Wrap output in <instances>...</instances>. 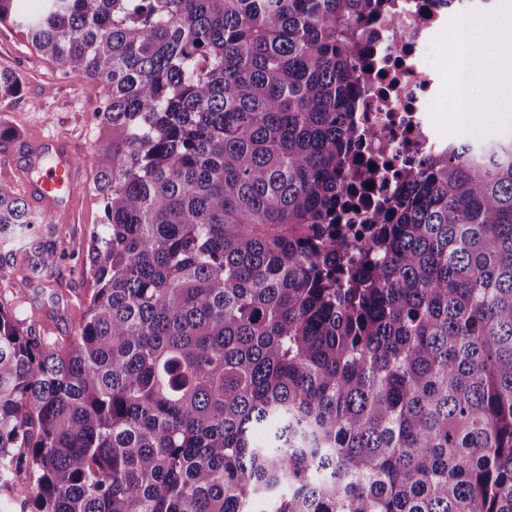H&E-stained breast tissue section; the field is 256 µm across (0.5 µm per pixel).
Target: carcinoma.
I'll use <instances>...</instances> for the list:
<instances>
[{"mask_svg":"<svg viewBox=\"0 0 512 512\" xmlns=\"http://www.w3.org/2000/svg\"><path fill=\"white\" fill-rule=\"evenodd\" d=\"M394 9L0 0L102 132L73 336L0 303V484L32 512H512V137L336 223L366 28ZM22 89L0 69L1 102ZM63 250L0 187L15 293Z\"/></svg>","mask_w":512,"mask_h":512,"instance_id":"1","label":"carcinoma"}]
</instances>
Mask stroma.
Listing matches in <instances>:
<instances>
[{"mask_svg": "<svg viewBox=\"0 0 512 512\" xmlns=\"http://www.w3.org/2000/svg\"><path fill=\"white\" fill-rule=\"evenodd\" d=\"M423 61L438 79L440 118L449 121L453 109L451 90L456 78L449 36H442L427 47ZM0 69L18 71L24 83L22 93L0 109V119L14 127L22 141L39 135L67 141L81 169L79 185L70 203L69 222L62 227L67 255L59 273L49 285L33 284L21 300L24 315L34 316L51 335L63 338L72 334L93 286L89 274L82 272L78 258L86 254L90 236L102 215L101 204L91 191L90 156L99 138L91 119L94 104L80 74L61 75L58 67L28 50L13 29L3 26ZM472 99L493 105L492 110L483 112L476 138L489 141L512 134V120L505 113L507 104L496 98L494 82L478 86Z\"/></svg>", "mask_w": 512, "mask_h": 512, "instance_id": "1", "label": "stroma"}]
</instances>
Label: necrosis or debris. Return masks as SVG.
<instances>
[{"mask_svg": "<svg viewBox=\"0 0 512 512\" xmlns=\"http://www.w3.org/2000/svg\"><path fill=\"white\" fill-rule=\"evenodd\" d=\"M397 11L396 21L382 18L372 26L371 56L353 114L363 132V160L375 168L373 188L356 190L354 203L365 211L391 193L399 170L457 143L440 132L434 79L419 55L422 46L447 29L448 6L445 0H397Z\"/></svg>", "mask_w": 512, "mask_h": 512, "instance_id": "4bbe7bcc", "label": "necrosis or debris"}]
</instances>
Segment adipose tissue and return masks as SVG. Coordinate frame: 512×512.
Masks as SVG:
<instances>
[{"label":"adipose tissue","instance_id":"1","mask_svg":"<svg viewBox=\"0 0 512 512\" xmlns=\"http://www.w3.org/2000/svg\"><path fill=\"white\" fill-rule=\"evenodd\" d=\"M478 20L467 18L455 29L452 36V49L456 66V81L454 85V122L461 134H472L477 128V116L465 108L464 102L469 98L473 85L483 82L488 67H495L498 79H505L506 68H512V54L504 52L503 37L489 38L484 45L481 63H474L471 58V43Z\"/></svg>","mask_w":512,"mask_h":512}]
</instances>
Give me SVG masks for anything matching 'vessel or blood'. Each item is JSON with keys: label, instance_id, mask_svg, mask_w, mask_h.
Returning a JSON list of instances; mask_svg holds the SVG:
<instances>
[{"label": "vessel or blood", "instance_id": "1", "mask_svg": "<svg viewBox=\"0 0 512 512\" xmlns=\"http://www.w3.org/2000/svg\"><path fill=\"white\" fill-rule=\"evenodd\" d=\"M31 156H39L46 150H54L58 162L38 178H24L23 186L30 198L43 205L50 213L64 215L62 202L65 196L73 194L77 182V171L70 147L60 139L37 138L24 144Z\"/></svg>", "mask_w": 512, "mask_h": 512}]
</instances>
